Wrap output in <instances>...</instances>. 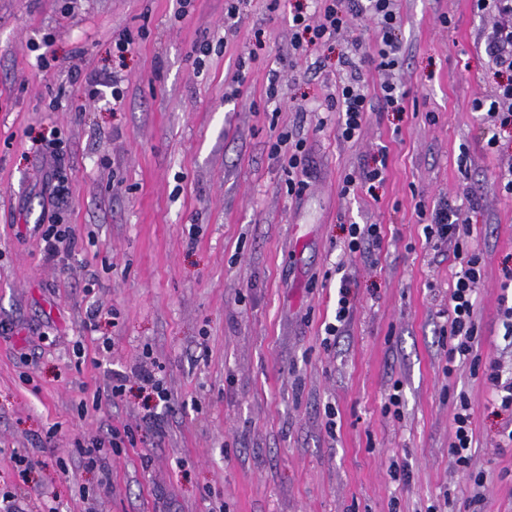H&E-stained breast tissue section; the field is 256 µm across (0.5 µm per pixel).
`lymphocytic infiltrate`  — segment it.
<instances>
[{"mask_svg": "<svg viewBox=\"0 0 512 512\" xmlns=\"http://www.w3.org/2000/svg\"><path fill=\"white\" fill-rule=\"evenodd\" d=\"M314 14L296 11L291 20L293 38L289 59H298L302 46L325 47L335 42L342 30L353 20L369 17L375 23V37L360 60L344 59V69L329 99L328 111L337 115L336 131L345 141L359 139L370 112L381 106L400 110L403 95L396 83L381 86L380 97H372L362 77V64L372 65L382 74H390L399 64L398 32L401 17L394 0H317ZM474 11L493 16L494 24L487 33L484 50L496 71L509 73L507 83L498 86L489 98L475 99L473 111L485 113L499 123L501 131L512 129V0H472ZM424 233L428 241L441 245L453 244L457 266L448 287V347L449 359L471 355L478 335L475 312V288L484 275L481 250L470 245V226L460 224L456 211L440 204L432 212ZM484 376L501 411L508 415L498 432L497 447L512 446V376H504L498 361L485 366ZM474 438L472 413L466 396L453 404L450 421L448 453L456 467L467 468L468 450Z\"/></svg>", "mask_w": 512, "mask_h": 512, "instance_id": "obj_1", "label": "lymphocytic infiltrate"}]
</instances>
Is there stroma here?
Wrapping results in <instances>:
<instances>
[{"label": "stroma", "instance_id": "1", "mask_svg": "<svg viewBox=\"0 0 512 512\" xmlns=\"http://www.w3.org/2000/svg\"><path fill=\"white\" fill-rule=\"evenodd\" d=\"M309 2L0 0V494L25 512H469L448 458L459 392L484 474L476 512H512L483 371L467 358L444 372L453 252L416 210L444 199L471 225L478 355L512 372L498 320L512 200L493 179L512 137L490 149L472 110L501 80L484 52L493 19L471 0H398L406 109H376L345 142L326 105L340 57L373 28L353 23L288 68V20ZM284 133L306 143L299 193L273 155ZM379 165L383 182L340 196ZM54 217L75 230L70 255L46 256L34 231ZM348 224L382 225L381 249L346 252ZM344 274L355 310L330 340ZM144 368L172 401L153 426ZM116 371L128 382L110 398ZM123 426L135 445L81 463L78 440ZM20 456L36 467L20 474Z\"/></svg>", "mask_w": 512, "mask_h": 512}]
</instances>
